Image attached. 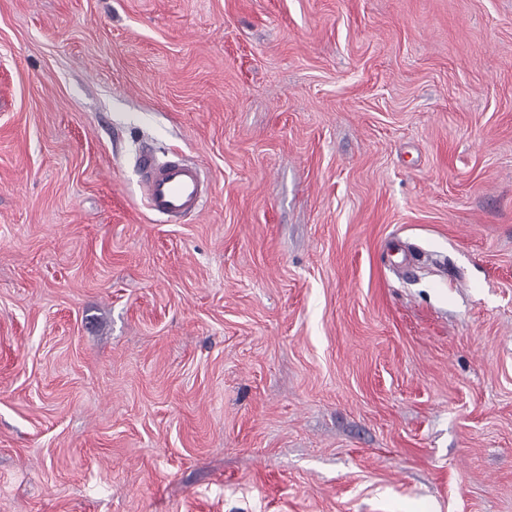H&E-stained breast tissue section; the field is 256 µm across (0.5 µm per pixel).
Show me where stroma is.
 <instances>
[{
  "label": "stroma",
  "instance_id": "1",
  "mask_svg": "<svg viewBox=\"0 0 512 512\" xmlns=\"http://www.w3.org/2000/svg\"><path fill=\"white\" fill-rule=\"evenodd\" d=\"M0 512H512V0H0ZM138 166L141 194L154 214L171 221L202 208L206 190L198 165L180 159L159 164L153 153L143 152Z\"/></svg>",
  "mask_w": 512,
  "mask_h": 512
}]
</instances>
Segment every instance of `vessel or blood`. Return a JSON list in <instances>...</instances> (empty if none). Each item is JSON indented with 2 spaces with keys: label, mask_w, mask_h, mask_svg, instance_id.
Returning <instances> with one entry per match:
<instances>
[{
  "label": "vessel or blood",
  "mask_w": 512,
  "mask_h": 512,
  "mask_svg": "<svg viewBox=\"0 0 512 512\" xmlns=\"http://www.w3.org/2000/svg\"><path fill=\"white\" fill-rule=\"evenodd\" d=\"M138 166L141 194L154 214L177 220L202 208L206 190L198 165L181 160L162 164L144 152Z\"/></svg>",
  "instance_id": "1"
}]
</instances>
